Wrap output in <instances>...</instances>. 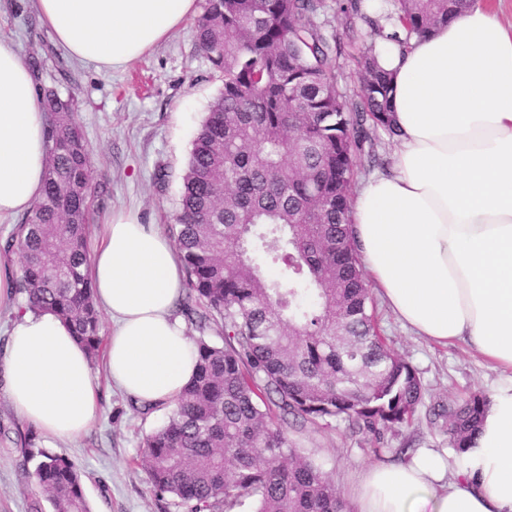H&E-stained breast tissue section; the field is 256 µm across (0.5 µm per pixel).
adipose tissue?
I'll return each mask as SVG.
<instances>
[{"instance_id": "obj_1", "label": "adipose tissue", "mask_w": 512, "mask_h": 512, "mask_svg": "<svg viewBox=\"0 0 512 512\" xmlns=\"http://www.w3.org/2000/svg\"><path fill=\"white\" fill-rule=\"evenodd\" d=\"M70 57L120 69L164 40L196 0H35ZM400 135L390 169L351 197L363 269L416 335L465 344L512 372V25L476 0L407 48L381 51ZM33 74L0 42V220L29 212L46 168ZM112 321L106 360L119 391L144 405L174 404L196 373V347L174 316L184 268L173 240L136 215L104 224L88 266ZM0 380L43 436L73 439L97 420L99 385L82 345L56 316L16 315ZM452 470L423 448L370 466L354 512H512V380L493 389L478 431Z\"/></svg>"}]
</instances>
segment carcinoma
<instances>
[{
    "instance_id": "cac0c4a2",
    "label": "carcinoma",
    "mask_w": 512,
    "mask_h": 512,
    "mask_svg": "<svg viewBox=\"0 0 512 512\" xmlns=\"http://www.w3.org/2000/svg\"><path fill=\"white\" fill-rule=\"evenodd\" d=\"M473 0H397L403 47ZM325 0H206L196 44L222 87L193 141L169 232L186 272L177 300L197 372L166 422L149 434L141 465L175 512H347L335 482L288 439L303 425L342 418L355 433L408 422L422 399L416 372L378 332L360 256L349 232L350 188L369 129L397 136L391 78L370 47L360 101L336 83L341 47L327 38ZM342 13L377 21L364 0ZM47 113L43 192L3 250L20 253L12 280L20 308L67 323L89 359L103 344L86 232L92 220L91 153L76 123L77 98L40 92ZM278 270L260 272L256 259ZM220 319L218 344L202 335ZM487 400L447 409L458 452ZM23 464L52 512H91L83 475L33 430L18 433Z\"/></svg>"
}]
</instances>
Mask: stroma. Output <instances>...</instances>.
Listing matches in <instances>:
<instances>
[{"label":"stroma","instance_id":"35a3bbf8","mask_svg":"<svg viewBox=\"0 0 512 512\" xmlns=\"http://www.w3.org/2000/svg\"><path fill=\"white\" fill-rule=\"evenodd\" d=\"M343 0H327L326 32L341 46L336 81L355 98L360 85L359 57L368 45L383 47L359 18L343 14ZM0 39L26 62L40 61L37 85L76 91L75 120L92 151L91 192L94 221L88 243L96 245L102 224L119 211L167 231L179 206L182 178L192 142L220 83L199 53L191 21L126 67L101 71L71 59L34 8L33 0H0ZM375 322L387 345L419 376L422 400L411 421L384 428L380 440L355 434L347 421L333 419L288 428L291 442L321 465L343 497L368 465L392 460L393 449H449L442 409L472 394L488 395L502 378L473 350L441 346L416 336L374 299ZM93 370L102 390L103 411L94 426L72 441L44 439L45 447L73 460L84 474L91 512H168L151 492L136 459L146 436L165 420V410L144 411L109 384L104 357ZM27 424L10 404L0 382V512H31L49 503L19 466L13 442Z\"/></svg>","mask_w":512,"mask_h":512}]
</instances>
